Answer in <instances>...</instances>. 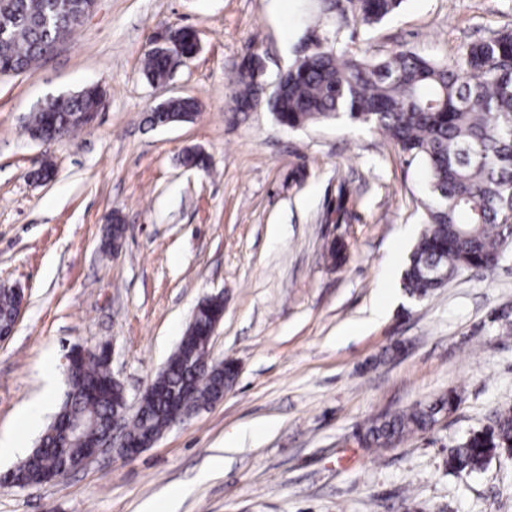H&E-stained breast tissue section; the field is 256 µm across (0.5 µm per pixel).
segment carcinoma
Listing matches in <instances>:
<instances>
[{"label": "carcinoma", "mask_w": 512, "mask_h": 512, "mask_svg": "<svg viewBox=\"0 0 512 512\" xmlns=\"http://www.w3.org/2000/svg\"><path fill=\"white\" fill-rule=\"evenodd\" d=\"M355 21L371 26L397 10L402 0H346ZM81 0H0V67L21 72L44 57L55 29L75 25L69 18ZM167 57L149 50L143 70L151 82L169 72ZM282 91L265 95L253 75L238 71L232 99L253 108L266 105L277 122L289 128L345 117L383 133L410 159L422 164L431 195L425 204L426 225L408 258L402 277L407 295L429 297L446 280L470 269L492 271L512 246V31L468 43L448 64L397 50L382 59L350 56L332 48L305 53L283 72ZM88 98L49 99L32 116L34 139L83 128L77 113ZM198 112L191 97L170 100L148 116L151 126L170 117L190 122ZM448 279H442L443 274ZM17 308L15 296L0 292V329L7 331ZM224 308L211 296L182 339L183 359L156 383L177 404L201 406L216 398L233 371L209 360L211 314ZM124 391L112 384L107 363L90 359L79 369L72 391L41 437L43 447L15 466L21 484L61 478L78 466L86 449L112 426ZM457 404L453 392L409 411L369 421L356 437L364 448H388L405 436L426 432L438 416ZM168 427L167 404L151 406L131 425L130 438L159 434ZM512 454V408L496 411L491 423L469 433L448 452V469L459 476L485 470L496 457Z\"/></svg>", "instance_id": "1"}]
</instances>
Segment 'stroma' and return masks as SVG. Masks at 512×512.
I'll return each instance as SVG.
<instances>
[{
  "label": "stroma",
  "mask_w": 512,
  "mask_h": 512,
  "mask_svg": "<svg viewBox=\"0 0 512 512\" xmlns=\"http://www.w3.org/2000/svg\"><path fill=\"white\" fill-rule=\"evenodd\" d=\"M512 26V0H403L371 27L336 0H96L36 66L0 76V283L25 304L0 341V455L37 445L67 390L64 353L108 345L136 397L175 351L200 301L224 300L210 340L234 359L224 398L132 458L107 452L51 484L0 486V512H512V459L450 475L448 450L512 406V251L418 301L401 277L424 227L428 178L379 133L340 118L302 129L232 109L228 79L259 53L280 71L322 42L351 55L395 49L452 61ZM191 27L198 54L166 84L143 75L155 37ZM97 85L93 126L45 144L29 116ZM191 96L194 121L150 128L163 100ZM210 159L185 167V149ZM51 181L33 174L44 162ZM119 214L118 255L101 248ZM344 260L332 264L331 244ZM383 317H373L376 307ZM455 391L460 403L392 448L354 432ZM43 404L36 427L23 424ZM258 433L237 441L238 432Z\"/></svg>",
  "instance_id": "1"
}]
</instances>
